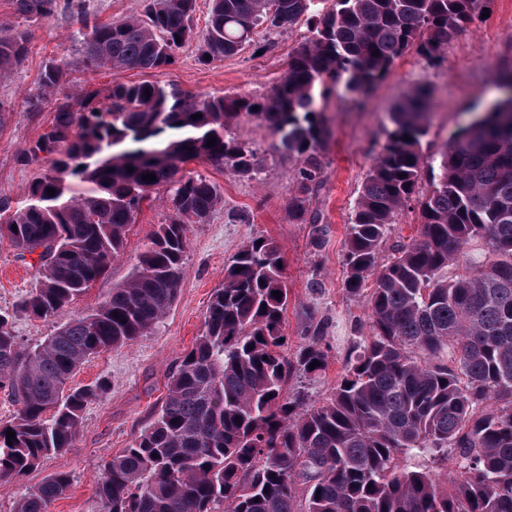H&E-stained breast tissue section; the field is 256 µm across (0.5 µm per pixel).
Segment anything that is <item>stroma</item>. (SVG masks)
I'll list each match as a JSON object with an SVG mask.
<instances>
[{
  "instance_id": "stroma-1",
  "label": "stroma",
  "mask_w": 512,
  "mask_h": 512,
  "mask_svg": "<svg viewBox=\"0 0 512 512\" xmlns=\"http://www.w3.org/2000/svg\"><path fill=\"white\" fill-rule=\"evenodd\" d=\"M487 10L488 18L453 42L439 67H429L413 54L396 61L364 110H352L339 97L330 98L325 116L331 136L319 149L321 186L308 196L305 215L296 214L290 206L291 197L298 193V161L276 149L271 131L251 118L241 117L229 128V136L250 141L253 171L241 175L206 168V176L220 184L224 200L207 223L188 229L179 292L163 324L152 334L104 352L80 367L72 379L74 385L106 380L109 389L88 404L71 448L43 459L22 478L0 480V512H14L25 492L56 472L70 473L73 482L66 494L51 504L50 512H92L104 465L129 447L149 423L177 362L202 333L210 297L224 284L225 266L251 239L271 238L282 248L288 285L282 332L288 338L289 353H296L316 331L329 348L322 375L291 380L290 390L305 388L309 398L318 403L331 397L355 331L365 328L368 319L364 298L345 290L343 253L363 182L391 128L388 106L418 82L433 87L437 106L423 144L428 154L437 153L446 139L467 126L469 118L485 111L496 95L493 73L499 65L512 63V0H490ZM1 22L27 31L30 39L26 58L9 77L0 79V196L18 200L38 168L22 165L16 152L36 140L53 118L49 111H28L22 97L37 89L48 60L66 61L75 77L80 76L81 66L77 45L71 39L74 28L68 0H57L54 14L38 22L20 16L13 0H0ZM306 34L302 24L262 33L237 55L207 66L198 63L197 44L191 41L179 50L176 64L169 68L115 70L106 79L174 82L205 97H263L280 81L289 52ZM313 213L320 216L315 225L309 221ZM167 215L165 205L158 201L138 213L129 228L123 256L77 300L76 312L97 308L113 288L130 277L139 255ZM35 278L34 267L18 259L9 238H0V310L14 312V333L26 347L41 343L56 329L53 320L14 311Z\"/></svg>"
}]
</instances>
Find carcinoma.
<instances>
[{
    "label": "carcinoma",
    "instance_id": "carcinoma-1",
    "mask_svg": "<svg viewBox=\"0 0 512 512\" xmlns=\"http://www.w3.org/2000/svg\"><path fill=\"white\" fill-rule=\"evenodd\" d=\"M485 2L211 0L197 34L196 0H143L140 14L107 22L74 0L87 76L167 68L195 38L198 61L209 65L261 31L303 21L308 35L262 98H202L147 81L74 85L64 63L45 64L23 104L48 106L53 119L18 153L40 173L17 205L0 196V236L19 258L37 255L35 284L17 309L59 325L24 347L13 316L0 311V389L17 405L0 427V479L72 447L87 405L109 388L104 380L71 385L77 370L149 335L171 309L188 225L206 223L223 200L187 164L250 173L248 142L225 135L247 116L300 161L299 190L308 193L320 184L318 149L328 134L318 101L341 87L361 110L396 60L413 53L438 65ZM55 4L14 0L31 21L50 17ZM28 51L27 33L0 25V78ZM432 99L419 83L394 103L392 129L362 185L343 264L347 292L366 300L369 335L355 341L333 395L310 404L286 390L293 378L322 372L328 353L316 332L288 356L283 253L272 239H252L225 267L202 334L178 361L152 422L104 466L92 512H512V100L435 157L423 152ZM147 173L156 181L143 180ZM160 190L170 215L132 275L98 308L73 312L123 255L128 227ZM414 202L417 236L381 256ZM450 448L455 469L445 479L400 464L404 456L444 463ZM70 486L69 474L55 473L15 512H49Z\"/></svg>",
    "mask_w": 512,
    "mask_h": 512
}]
</instances>
